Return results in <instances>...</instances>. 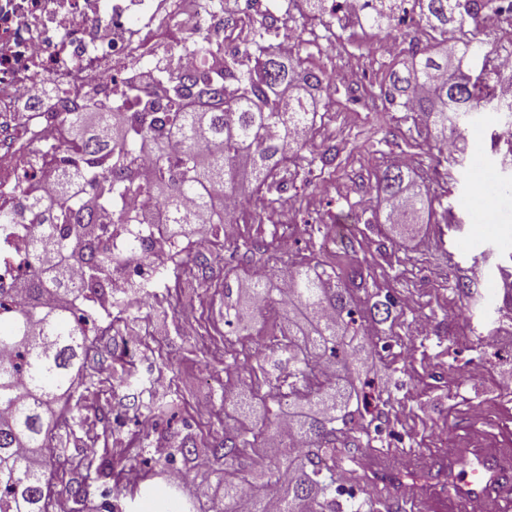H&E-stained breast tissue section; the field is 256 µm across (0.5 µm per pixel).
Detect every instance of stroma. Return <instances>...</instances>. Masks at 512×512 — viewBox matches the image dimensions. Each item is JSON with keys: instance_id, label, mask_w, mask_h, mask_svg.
I'll list each match as a JSON object with an SVG mask.
<instances>
[{"instance_id": "1", "label": "stroma", "mask_w": 512, "mask_h": 512, "mask_svg": "<svg viewBox=\"0 0 512 512\" xmlns=\"http://www.w3.org/2000/svg\"><path fill=\"white\" fill-rule=\"evenodd\" d=\"M386 36V30L347 14L327 42L326 55L307 59L308 67L331 73L351 56L368 76L360 100L350 99L341 83L330 101L318 105L301 159L282 173L286 190L270 192L274 198L285 192L294 199L279 223L236 216L222 240L192 252L185 287L159 288L151 306L141 309L137 345L128 346L116 331L90 353L87 371L93 383L78 410L87 427L71 434L58 430L54 442L63 464L52 489L63 512L70 507L65 489L74 476L68 460L86 445L101 454L120 444L128 454L141 448L151 455L160 443L177 448L188 434L201 446L222 436L225 412L233 411L253 385L245 372L225 383L224 342L232 340L237 352L250 354L272 330L244 309L241 330L229 335L224 284L238 274L236 249L260 237L270 252H277L278 234L285 230L294 236L285 262L318 263L342 275L362 266L368 292L359 295V304L378 291L391 293L399 303L397 319L384 325L365 363L382 420L369 451L393 454L402 463L413 452H443L445 435L466 443L470 414L480 405L489 415L483 429L490 439H497L502 427H512V411L500 407L501 384L512 379V293L501 286L505 271L512 270V190L489 206L477 189L482 173L512 187V150L493 145L496 116L484 113L467 137L463 166L453 167V178L444 185L451 217L419 211L407 235L384 224L375 185L385 164L406 157L418 174L428 164L415 115L386 106L379 97L391 71L402 69L409 57L403 49L390 56L375 54L377 42ZM329 146L338 155L324 167L319 158ZM465 282L470 288L464 293L460 286ZM421 318L433 324L434 334L416 331ZM126 354L140 379L133 386L118 378V359ZM162 396L179 397L175 417L142 434L139 422L148 402Z\"/></svg>"}]
</instances>
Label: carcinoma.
Returning a JSON list of instances; mask_svg holds the SVG:
<instances>
[{
    "label": "carcinoma",
    "instance_id": "obj_1",
    "mask_svg": "<svg viewBox=\"0 0 512 512\" xmlns=\"http://www.w3.org/2000/svg\"><path fill=\"white\" fill-rule=\"evenodd\" d=\"M303 11L337 17L339 0H301ZM501 0H364L365 21L390 31L410 20L439 36L424 46L410 42L411 62L392 71L381 99L414 112L426 130L425 141L437 155L430 171L461 160L440 153L448 139H465L478 124L486 103L498 101V124L512 125V100L497 94L495 51L482 53L484 68L469 75L473 52L467 24L501 11ZM459 33L448 43V29ZM203 64L192 72L162 69L151 88L129 74L119 106L96 112L88 122L83 112H66L70 130L67 156L56 193L27 206L29 222L17 224L0 215V258L27 244L22 258L21 287L0 288V512H56L59 501L50 487L55 474V430L68 425L71 404H80L88 388L85 360L112 330V310L122 314L132 297L144 303L157 281L179 274L193 237L212 243L233 222L191 223L182 201L195 215L218 209L224 197L240 199L264 186L279 184L288 162L301 157L315 125L316 103L329 94L326 70L303 67L300 54L281 56L257 32L253 41L226 52L212 43L191 42ZM152 154V168L143 176L139 162ZM377 194L386 201L385 223L396 225L425 206L410 171L398 162L385 166ZM154 196L164 207L161 221L132 211L134 196ZM108 215L111 221L100 222ZM162 228L170 250L151 256L144 238ZM260 256L277 263L262 239L250 242L241 255L247 264ZM139 258L150 273L122 295L113 293L112 274ZM288 288L241 282L237 304L266 318L270 311L278 333L256 357L233 365L259 381L251 397L272 402L264 427L238 423L224 426V436L212 448L182 444L165 459L142 460L148 481L175 463V454L202 465L222 463L214 492L186 503L177 512H214L227 502L232 512H265L262 494L276 486L279 512H401L397 497H385L377 507L355 494L343 497L336 480V454L354 459L377 417L366 418L351 405L355 385L351 356L359 353L355 335L370 320L387 322L396 309L389 293L369 308L355 304V291L364 283L362 268L347 281L319 266H298L287 275ZM326 366L333 379L319 381L316 369ZM178 399L148 403V412L161 419L174 413ZM288 413V434L299 448H281L280 421ZM357 427L350 436L347 426ZM74 469L85 475L73 480L69 512H126V493L119 472L107 457L89 450L77 457ZM106 479L100 502L88 506L91 475Z\"/></svg>",
    "mask_w": 512,
    "mask_h": 512
}]
</instances>
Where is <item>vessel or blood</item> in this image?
<instances>
[{
    "label": "vessel or blood",
    "mask_w": 512,
    "mask_h": 512,
    "mask_svg": "<svg viewBox=\"0 0 512 512\" xmlns=\"http://www.w3.org/2000/svg\"><path fill=\"white\" fill-rule=\"evenodd\" d=\"M412 464L424 485L420 496L408 502V512H512L511 449L459 445L434 458L416 454ZM359 466L369 484L394 474L386 454L366 455Z\"/></svg>",
    "instance_id": "vessel-or-blood-1"
}]
</instances>
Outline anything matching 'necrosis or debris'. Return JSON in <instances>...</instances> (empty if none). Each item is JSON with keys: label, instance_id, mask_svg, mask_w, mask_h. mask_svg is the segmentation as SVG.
<instances>
[{"label": "necrosis or debris", "instance_id": "4bbe7bcc", "mask_svg": "<svg viewBox=\"0 0 512 512\" xmlns=\"http://www.w3.org/2000/svg\"><path fill=\"white\" fill-rule=\"evenodd\" d=\"M227 3L195 13L185 0H0V211L18 212L24 173L29 197L43 195L63 112L119 100L135 60L167 55L192 71L202 57L187 41L228 25L249 35L248 15Z\"/></svg>", "mask_w": 512, "mask_h": 512}]
</instances>
